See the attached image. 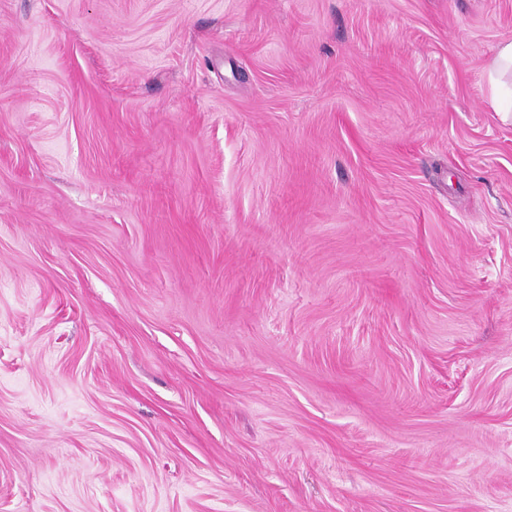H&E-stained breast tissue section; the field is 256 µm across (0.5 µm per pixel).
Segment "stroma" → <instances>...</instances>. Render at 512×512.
Segmentation results:
<instances>
[{
	"instance_id": "stroma-1",
	"label": "stroma",
	"mask_w": 512,
	"mask_h": 512,
	"mask_svg": "<svg viewBox=\"0 0 512 512\" xmlns=\"http://www.w3.org/2000/svg\"><path fill=\"white\" fill-rule=\"evenodd\" d=\"M512 0H0V512H512ZM487 101L503 123H512V39L500 42L484 68Z\"/></svg>"
}]
</instances>
